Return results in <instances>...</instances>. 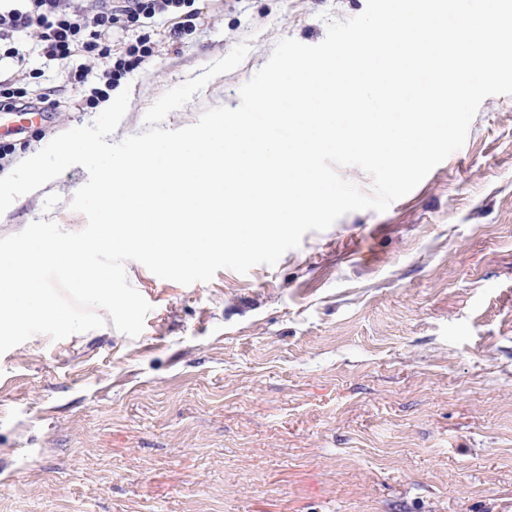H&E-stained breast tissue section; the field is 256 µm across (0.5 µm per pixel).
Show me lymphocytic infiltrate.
<instances>
[{"instance_id":"f902f5d3","label":"lymphocytic infiltrate","mask_w":512,"mask_h":512,"mask_svg":"<svg viewBox=\"0 0 512 512\" xmlns=\"http://www.w3.org/2000/svg\"><path fill=\"white\" fill-rule=\"evenodd\" d=\"M24 8H0V45L32 29L40 31L47 61L68 59L75 51L110 55V33L121 17L161 16L188 0H25Z\"/></svg>"}]
</instances>
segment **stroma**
<instances>
[{
    "mask_svg": "<svg viewBox=\"0 0 512 512\" xmlns=\"http://www.w3.org/2000/svg\"><path fill=\"white\" fill-rule=\"evenodd\" d=\"M365 6L194 0V25L125 18L110 57L64 66L29 34L0 75L45 111L0 112V175L91 124L89 99L139 41L153 54L120 79L115 143L237 44L243 62L164 128L237 108L280 40L318 44ZM87 180L74 165L20 196L0 238L39 219L83 230L70 201ZM125 269L151 306L140 335L108 323L0 355V512H512V95L487 97L463 147L385 212L307 232L275 266L187 286Z\"/></svg>",
    "mask_w": 512,
    "mask_h": 512,
    "instance_id": "35a3bbf8",
    "label": "stroma"
}]
</instances>
